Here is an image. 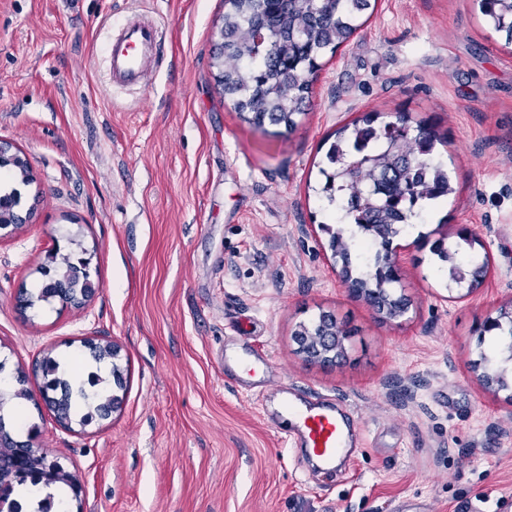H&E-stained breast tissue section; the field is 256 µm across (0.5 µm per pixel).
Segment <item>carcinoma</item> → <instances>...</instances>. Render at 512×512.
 Returning <instances> with one entry per match:
<instances>
[{"instance_id": "cac0c4a2", "label": "carcinoma", "mask_w": 512, "mask_h": 512, "mask_svg": "<svg viewBox=\"0 0 512 512\" xmlns=\"http://www.w3.org/2000/svg\"><path fill=\"white\" fill-rule=\"evenodd\" d=\"M224 13V95L234 98L241 118L257 129L266 125H296L304 113L320 60L335 52L362 25L361 19L374 8L371 0H229ZM486 24L504 45L512 46V0H478ZM379 115L367 114L336 130V141L326 153L327 165L320 168L319 197L340 214V220L354 226L350 235L331 229L330 247L341 264V273L355 288L369 296L378 294L386 303L399 306L398 294L386 275L385 249L388 239L401 232V226L419 219L426 209L454 192L448 166L436 159L437 145L443 138L422 123H413L404 113L377 123ZM14 171L15 186L0 193V199L18 205L21 192L16 184L31 180L12 163L0 169ZM357 235L378 245L373 263L353 274L350 246ZM477 240L461 235L453 244L441 243L433 251L439 270L448 273V282L458 288H477L487 273V264L468 265L461 259L465 249ZM87 252L47 254L40 274L46 280L34 293H25V303H49L59 299L77 306L91 291L90 275L82 271ZM498 349L482 352L476 364L496 375L491 385L496 391L512 388L505 363L512 362V312L502 315ZM91 360L83 370L96 373L98 388L112 391V375L104 376L101 365H112V344L90 349ZM43 399L56 413L58 422L85 421L93 413L104 415L112 405L88 393L84 380L68 377L63 362L48 357L42 363ZM30 399L26 390L0 391V474L3 475L4 512H14L11 495L35 475L33 485L50 493L70 486L65 478H52L43 470L39 450L20 445L7 430L4 407L14 400Z\"/></svg>"}]
</instances>
